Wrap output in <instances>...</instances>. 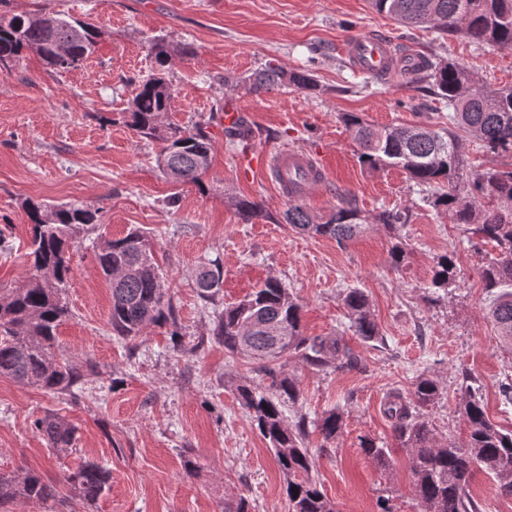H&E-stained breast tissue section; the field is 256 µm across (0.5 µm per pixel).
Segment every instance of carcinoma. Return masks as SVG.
<instances>
[{"label":"carcinoma","mask_w":512,"mask_h":512,"mask_svg":"<svg viewBox=\"0 0 512 512\" xmlns=\"http://www.w3.org/2000/svg\"><path fill=\"white\" fill-rule=\"evenodd\" d=\"M374 10L405 27L429 25L442 35L462 36L476 46L512 47V0H372ZM99 31L88 22L53 12L0 16V63L14 60L24 51L37 54L54 70L76 69L89 59ZM432 80L433 93L448 102V126L435 131L418 125L376 128L359 114L342 116L359 144L360 162L371 169L398 167L420 187L431 207L448 214L453 224L472 226L474 247L495 244L498 255L480 269L484 288L496 294L491 316L502 341L512 347V169H489L467 183L461 182L464 154L458 132L463 131L494 154L512 155V87L488 91L473 73L453 61H424L420 70L404 73L407 83ZM248 91L259 94L274 87H315L312 74L268 67L242 80ZM174 93L162 77L144 79L132 100L126 124L147 139L163 143L162 170L177 169L183 183H202L211 166V137L202 124L191 128L163 121L172 111ZM25 212L31 226V275L27 283L6 296L0 295V378L35 386L46 392L67 391L83 380L81 367L59 361L52 343L60 324L70 314L66 291L72 276L70 251L80 229L95 223L96 214L74 204L54 207L53 218L44 220L46 205L27 200ZM291 226L309 236L351 240L363 225L381 224L394 232L409 220L404 210L384 209L372 218L362 216L344 200L317 224L302 205L286 212ZM96 263L108 282L112 305V334L133 339L151 325H171L179 335L174 307L160 288L161 277L154 252L140 230L131 228L118 239L93 245ZM454 260L439 257L432 287L446 291L455 281ZM223 272L218 260H210L197 276L200 296L211 300L220 292ZM354 333L366 341L378 337L377 323L367 296L358 289L344 297ZM303 304L275 278L218 315L214 335L233 355L264 362L269 392L251 385L236 387L238 398L261 435L269 441L279 467L287 477L286 491L292 512H337L336 506L307 477L314 461L303 448L305 420L286 424L281 402L298 397L295 379L284 372L282 359L294 354L317 368H352L357 359L339 339L306 336L301 330ZM466 397L462 416L466 440L458 445L441 442L426 411L440 400L439 383L422 376L409 396H389L386 415L399 447L410 452L414 489L422 512H481L471 494L478 473L490 475L501 494L512 495V431L505 432L486 414L477 390L462 375ZM344 412L330 410L316 421L325 441L342 433ZM36 428L52 448H67L76 439V428L56 414H46ZM364 455L377 466L389 463L385 442L365 437ZM87 502L93 503L108 488L110 474L104 466L86 462L64 476ZM56 496L54 485L35 471L19 477L0 473V505L16 497L47 501Z\"/></svg>","instance_id":"cac0c4a2"}]
</instances>
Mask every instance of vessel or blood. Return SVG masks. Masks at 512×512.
I'll use <instances>...</instances> for the list:
<instances>
[{
  "mask_svg": "<svg viewBox=\"0 0 512 512\" xmlns=\"http://www.w3.org/2000/svg\"><path fill=\"white\" fill-rule=\"evenodd\" d=\"M346 61L356 70L371 76L390 77L402 69H416L420 55L397 51L385 36H355L342 47ZM270 167L280 195L293 199L305 197L322 180L324 171L308 152L294 149L275 150Z\"/></svg>",
  "mask_w": 512,
  "mask_h": 512,
  "instance_id": "1",
  "label": "vessel or blood"
}]
</instances>
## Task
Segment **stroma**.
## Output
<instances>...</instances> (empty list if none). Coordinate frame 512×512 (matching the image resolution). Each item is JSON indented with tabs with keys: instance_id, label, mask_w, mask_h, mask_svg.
<instances>
[{
	"instance_id": "obj_1",
	"label": "stroma",
	"mask_w": 512,
	"mask_h": 512,
	"mask_svg": "<svg viewBox=\"0 0 512 512\" xmlns=\"http://www.w3.org/2000/svg\"><path fill=\"white\" fill-rule=\"evenodd\" d=\"M58 12L92 23L100 32L84 66L57 71L26 52L0 66V295L30 275V225L25 200L73 203L96 212L72 255L67 290L70 316L53 351L81 365L72 392L48 393L0 378V472L34 471L55 484L54 499L14 500L0 512H224L225 501L246 496L250 512H291L287 480L268 442L240 404L236 387L260 385L257 363L235 356L215 338L217 314L270 277L304 304L302 330L346 343L359 366L333 370L291 358L299 397L282 403L287 424L305 420L311 472L338 512H422L407 449L398 447L384 407L391 392L408 393L417 376L436 378L441 399L427 417L438 437L463 441L464 393L459 373L474 378L489 419L512 430V405L498 388L512 380V350L499 338L492 296L480 268L493 245L470 248L462 224L425 203L397 168L371 170L341 116L360 114L378 127L448 124V104L398 79H378L351 68L341 53L353 36L390 37L398 50L467 66L479 85L512 87V48L476 47L425 26L407 28L379 14L370 0H6L0 15ZM171 53L165 68L154 43ZM312 72L313 89L278 87L255 95L225 86L266 64ZM162 74L174 91L169 121L201 123L212 140V163L202 185L175 183L158 168L160 142L127 126L141 79ZM234 109L249 129L248 149L225 134L223 112ZM299 148L320 160L325 180L302 203L328 214L347 198L365 215L408 211L390 234L378 224L344 244L292 230L289 207L266 173L263 157ZM260 203L265 216L245 219L237 199ZM145 230L161 267L162 284L177 311V326H152L134 340L113 336L110 290L93 243ZM408 245L400 266L390 262L395 238ZM452 255L456 282L433 296L438 258ZM219 260L223 286L203 300L199 266ZM362 290L378 325V340L354 335L345 293ZM341 409L344 426L324 441L315 427ZM55 413L74 425L71 447L49 450L34 422ZM387 443L390 465L369 461L360 440ZM106 466L108 490L82 501L63 476L86 461ZM194 471H187V464Z\"/></svg>"
}]
</instances>
